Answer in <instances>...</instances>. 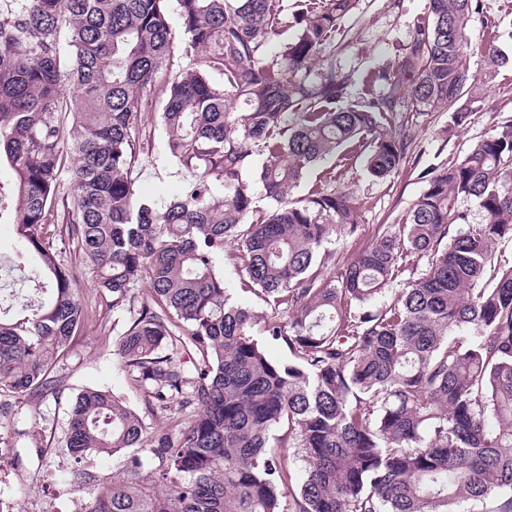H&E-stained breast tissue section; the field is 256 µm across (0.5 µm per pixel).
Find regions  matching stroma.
Wrapping results in <instances>:
<instances>
[{"label": "stroma", "instance_id": "stroma-1", "mask_svg": "<svg viewBox=\"0 0 512 512\" xmlns=\"http://www.w3.org/2000/svg\"><path fill=\"white\" fill-rule=\"evenodd\" d=\"M479 3L482 20L466 30L469 66L478 77L477 100L466 126L449 128L444 109L421 112L410 129L409 163L398 176L377 180L367 172L362 159L337 155L312 167L291 190V197L306 195L323 171L332 168L337 187L351 192L362 204L359 234L332 235L323 250L327 265L348 263L371 242L378 225L402 223L425 189L418 177L421 170L464 155L477 141L492 134L499 122L512 118V67H501L489 75L482 58V50L491 39L502 53L512 55V0ZM427 16L428 0H356L354 9L340 20L330 44L337 67L353 75L352 101L364 100L366 76L392 67ZM152 98V109L141 115L149 145L136 162V187L144 196L166 201L181 192L188 177L167 151V134L160 118L164 96L157 90ZM64 162L67 169L61 175L47 231L55 240L60 262L75 274L85 319L59 364L58 399L25 401L14 427L0 431V512H80L88 503V495L71 485V462L62 452L69 404L81 389L100 387L122 396L155 427L167 426L174 415L170 409L145 407L139 390L112 353L117 317L110 298L98 287L93 266L76 241L59 236L72 191L68 166L73 159L68 156ZM7 265L17 269L20 294L34 293L39 286L34 274L37 263L14 225L0 224V268Z\"/></svg>", "mask_w": 512, "mask_h": 512}]
</instances>
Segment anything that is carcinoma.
Returning <instances> with one entry per match:
<instances>
[{"label":"carcinoma","instance_id":"obj_1","mask_svg":"<svg viewBox=\"0 0 512 512\" xmlns=\"http://www.w3.org/2000/svg\"><path fill=\"white\" fill-rule=\"evenodd\" d=\"M5 2L0 166L15 182L0 216L49 295L11 317L0 310V427L19 401L58 398L56 364L84 321L45 231L67 148V235L112 312L129 314L114 352L147 406L184 412L154 429L125 400L81 390L65 449L92 494L84 512H463L468 500L512 512V265L498 258L512 244V119L422 171L405 223L379 225L337 275L321 250L334 232H359L358 199L334 188L288 198L341 148L365 150L373 177L395 175L414 110L445 107L449 128L467 124L477 75L465 30L480 5L429 0L431 22L395 67L368 77L383 94L338 108L352 77L327 49L355 0H300L291 26L276 0H176L193 66L168 79L161 120L191 180L159 203L137 196L134 169L147 91L172 53L168 0ZM485 61L512 60L491 40ZM256 148L265 160L253 182L276 207L249 224ZM229 246L270 311L231 302ZM273 344L288 360L269 355ZM130 450L149 452L150 468L136 456L126 478L99 479L95 457Z\"/></svg>","mask_w":512,"mask_h":512}]
</instances>
